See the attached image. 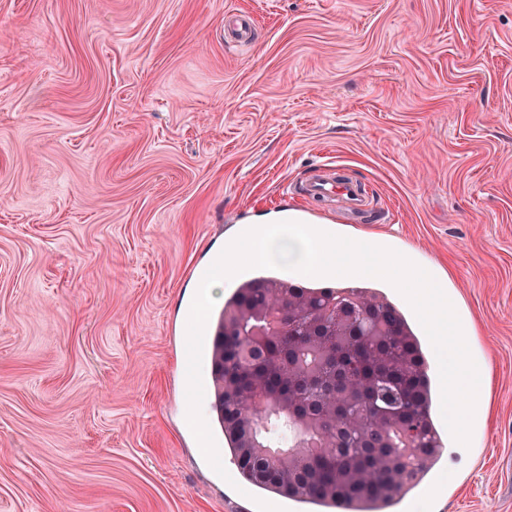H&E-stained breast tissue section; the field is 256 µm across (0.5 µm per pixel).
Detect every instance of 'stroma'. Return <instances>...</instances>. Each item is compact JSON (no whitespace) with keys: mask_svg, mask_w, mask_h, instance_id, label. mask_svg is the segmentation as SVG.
<instances>
[{"mask_svg":"<svg viewBox=\"0 0 512 512\" xmlns=\"http://www.w3.org/2000/svg\"><path fill=\"white\" fill-rule=\"evenodd\" d=\"M327 162L381 221L313 212ZM293 213L441 267L474 331L488 412L402 512H512V0H0V512H237L187 322Z\"/></svg>","mask_w":512,"mask_h":512,"instance_id":"obj_1","label":"stroma"}]
</instances>
